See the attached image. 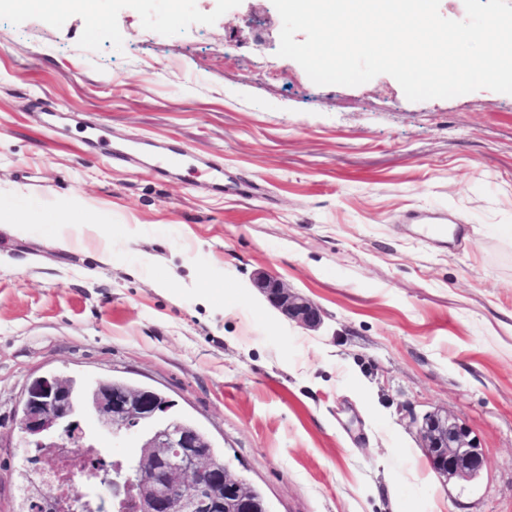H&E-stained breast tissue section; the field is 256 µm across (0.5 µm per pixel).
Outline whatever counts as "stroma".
<instances>
[{"label":"stroma","instance_id":"stroma-1","mask_svg":"<svg viewBox=\"0 0 512 512\" xmlns=\"http://www.w3.org/2000/svg\"><path fill=\"white\" fill-rule=\"evenodd\" d=\"M281 28L272 0H0V512L48 373L163 393L272 512H512V95L319 86ZM171 149L198 168L157 175ZM434 412L469 430L474 478L431 468ZM254 282L269 303L288 319L309 329L320 325L321 310L307 298L290 291L280 280L259 273Z\"/></svg>","mask_w":512,"mask_h":512}]
</instances>
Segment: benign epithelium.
<instances>
[{
	"label": "benign epithelium",
	"instance_id": "1",
	"mask_svg": "<svg viewBox=\"0 0 512 512\" xmlns=\"http://www.w3.org/2000/svg\"><path fill=\"white\" fill-rule=\"evenodd\" d=\"M255 286L269 303L297 324L317 328L321 310L280 280L257 274ZM174 404L148 387L97 381L82 388L58 374L35 378L17 415L21 441L49 472L81 470L82 492L60 501V512H253L250 486L217 460L196 425L170 416ZM93 418L122 448L137 455L114 456L94 468L76 449L91 448L82 421ZM423 448L434 471L448 479L472 477L485 460L468 430L448 414L422 419Z\"/></svg>",
	"mask_w": 512,
	"mask_h": 512
}]
</instances>
